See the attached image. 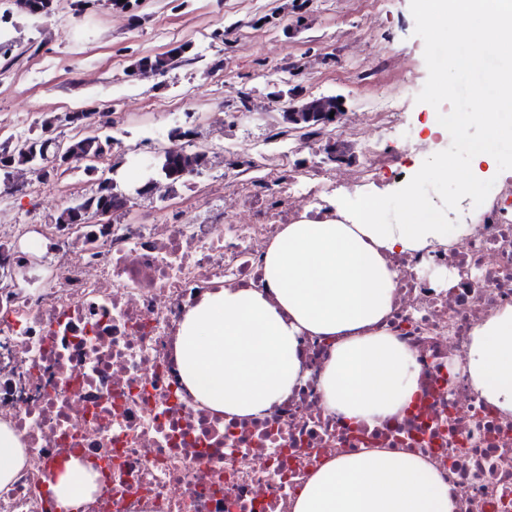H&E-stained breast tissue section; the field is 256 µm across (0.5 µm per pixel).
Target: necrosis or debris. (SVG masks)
Returning <instances> with one entry per match:
<instances>
[{
    "instance_id": "obj_1",
    "label": "necrosis or debris",
    "mask_w": 512,
    "mask_h": 512,
    "mask_svg": "<svg viewBox=\"0 0 512 512\" xmlns=\"http://www.w3.org/2000/svg\"><path fill=\"white\" fill-rule=\"evenodd\" d=\"M317 142L285 147L270 172L264 150L227 145L234 179L192 189L186 215L120 211L37 243L36 225L0 208V424L26 454L0 512H57L48 488L70 461L96 475L80 512H294L325 461L362 448L423 457L456 512H512V416L466 370L473 327L512 307L511 178L462 245L386 257L397 277L384 328L420 372L400 415L369 427L329 411L330 343L307 332L301 380L262 416L226 419L186 387L175 345L187 310L216 288L263 287L267 249L302 208L333 217L335 173L289 161ZM425 265L447 269V284Z\"/></svg>"
}]
</instances>
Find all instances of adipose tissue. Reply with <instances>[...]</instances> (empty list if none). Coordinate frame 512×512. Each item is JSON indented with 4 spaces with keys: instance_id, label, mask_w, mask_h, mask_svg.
I'll return each mask as SVG.
<instances>
[{
    "instance_id": "ef3b65f1",
    "label": "adipose tissue",
    "mask_w": 512,
    "mask_h": 512,
    "mask_svg": "<svg viewBox=\"0 0 512 512\" xmlns=\"http://www.w3.org/2000/svg\"><path fill=\"white\" fill-rule=\"evenodd\" d=\"M336 194L333 220L301 218L268 248L266 290L207 293L182 323L176 355L197 400L228 416H258L297 385L298 337L331 341L321 385L327 409L376 425L409 405L419 390L411 353L381 322L390 314L395 273L384 252L460 244L465 224H442L406 186L395 223L369 192L356 206ZM467 371L474 390L512 415V308L472 330ZM93 484L70 464L51 486L58 512H78ZM448 486L422 457L365 448L325 462L298 491L294 512H455Z\"/></svg>"
}]
</instances>
